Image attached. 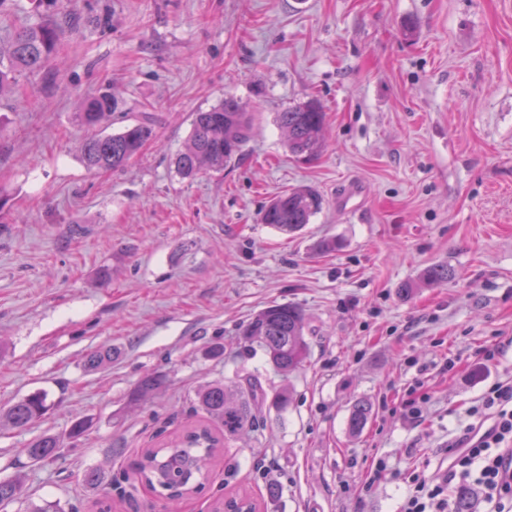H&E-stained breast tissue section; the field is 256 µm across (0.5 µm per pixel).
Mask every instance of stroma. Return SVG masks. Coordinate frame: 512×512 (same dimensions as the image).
<instances>
[{
	"mask_svg": "<svg viewBox=\"0 0 512 512\" xmlns=\"http://www.w3.org/2000/svg\"><path fill=\"white\" fill-rule=\"evenodd\" d=\"M71 17L46 72L0 96V407L36 391L49 409L0 429V479L23 472L30 501L64 512H165L144 484L115 490L143 449L195 424L199 386L254 374L294 400L214 460L178 512H212L236 491L268 512H396L414 471L445 469L449 434L484 388L512 378V0H67ZM34 0H0V44L45 19ZM112 92L115 133L147 119L156 136L118 171L88 170L82 100ZM233 95L253 134L223 171L177 175L195 112ZM318 99L327 147L291 157L277 112ZM310 186L322 210L299 233L260 211ZM357 190L361 204L341 199ZM335 241V251L319 249ZM448 281L403 298L427 267ZM306 319L310 356L290 379L246 355L240 328L274 303ZM224 342V357L203 350ZM113 350L91 371L87 354ZM496 349L494 359L482 349ZM157 397L130 405L145 371ZM420 424L395 409L414 379ZM369 401L350 435L351 405ZM94 425L59 458L23 450L78 417ZM124 449L109 461L107 452ZM387 469L374 478L372 468ZM99 468L98 485L85 483ZM373 488H366V481ZM372 408L366 400H357L353 403L348 417V429L352 434L360 433L367 424Z\"/></svg>",
	"mask_w": 512,
	"mask_h": 512,
	"instance_id": "1",
	"label": "stroma"
}]
</instances>
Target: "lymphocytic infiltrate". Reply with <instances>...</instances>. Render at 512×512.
I'll return each instance as SVG.
<instances>
[{
    "instance_id": "1",
    "label": "lymphocytic infiltrate",
    "mask_w": 512,
    "mask_h": 512,
    "mask_svg": "<svg viewBox=\"0 0 512 512\" xmlns=\"http://www.w3.org/2000/svg\"><path fill=\"white\" fill-rule=\"evenodd\" d=\"M470 415L473 424L445 446L446 472L412 474L398 512H450L454 484L477 491L479 512H512V380L490 384Z\"/></svg>"
}]
</instances>
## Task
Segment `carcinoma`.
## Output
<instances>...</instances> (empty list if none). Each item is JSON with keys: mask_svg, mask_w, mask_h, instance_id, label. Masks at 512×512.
I'll return each mask as SVG.
<instances>
[{"mask_svg": "<svg viewBox=\"0 0 512 512\" xmlns=\"http://www.w3.org/2000/svg\"><path fill=\"white\" fill-rule=\"evenodd\" d=\"M63 35L59 22L43 21L17 32L7 47L0 48V95L9 91L18 78L45 69ZM118 109V100L109 91L85 99L77 121L92 130L80 147L84 165L95 171H114L125 167L146 142L155 136L149 122H136L120 132L103 134V126ZM276 122L285 133L288 153L310 162L318 159L326 148L325 115L315 99L291 106L277 113ZM253 129L252 114L234 96H227L209 109L195 114L192 131L184 149L173 159L177 174L192 179L200 172H220L238 158ZM321 196L310 187H299L270 201L260 213V221L274 228L295 234L302 231L311 218L322 209ZM452 273L444 265L426 268L416 283H405L400 294L409 297L422 285L448 280ZM304 313L294 303L273 304L255 314L242 327L244 350L261 351L273 371L288 378L298 371L309 355V343L304 333ZM112 360V348L91 351L86 360L89 369L96 370ZM166 377L158 372L141 376L130 393L129 404L147 401L162 391ZM267 398L261 381L246 376L226 383L210 381L196 391L195 409L207 422L183 430L161 443L159 448H147L136 464L137 478L157 489L160 495L174 503L199 492L209 480L204 469L208 457L218 455L223 443L237 439L254 428L259 401ZM48 410L47 395L34 392L0 409V427L23 429ZM372 413L369 402L357 400L348 417V429L360 433ZM93 419L80 417L71 422L63 435L44 434L28 442L23 452L34 464L53 461L64 441H80L92 428ZM24 477L17 473L0 479V505L18 498ZM256 512L257 504L247 492L217 501L216 512Z\"/></svg>", "mask_w": 512, "mask_h": 512, "instance_id": "carcinoma-1", "label": "carcinoma"}]
</instances>
